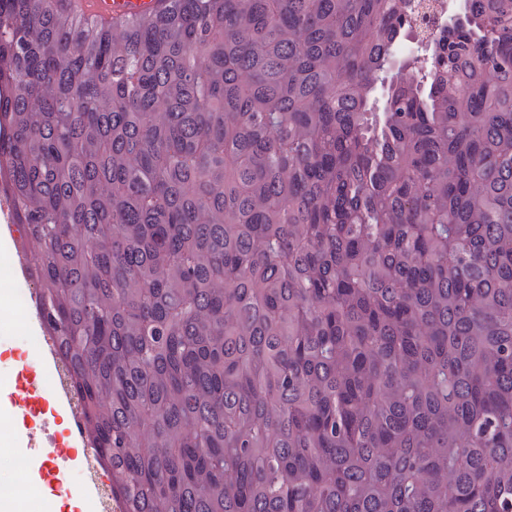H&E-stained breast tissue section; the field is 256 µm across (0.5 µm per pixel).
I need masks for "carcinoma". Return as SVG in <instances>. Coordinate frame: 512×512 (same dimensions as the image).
Listing matches in <instances>:
<instances>
[{"label":"carcinoma","mask_w":512,"mask_h":512,"mask_svg":"<svg viewBox=\"0 0 512 512\" xmlns=\"http://www.w3.org/2000/svg\"><path fill=\"white\" fill-rule=\"evenodd\" d=\"M0 0V191L121 512H512V0ZM68 7L76 12L102 23L132 18L156 10L164 0H67ZM428 1L430 5V9L425 14H417V11L412 15L411 18V26L412 29L420 33L421 35L425 36H433L438 33L441 26L444 25V19L448 14V1H449V7L450 9L456 10L459 13H461L464 5V0H423ZM415 31H412L409 29L402 41L399 47L403 50V54L400 55L399 59L404 60L407 59L412 53H417L424 55V54H430L431 47L430 43L424 41L421 42L419 40L420 46H418L417 43L414 41V33Z\"/></svg>","instance_id":"1"}]
</instances>
